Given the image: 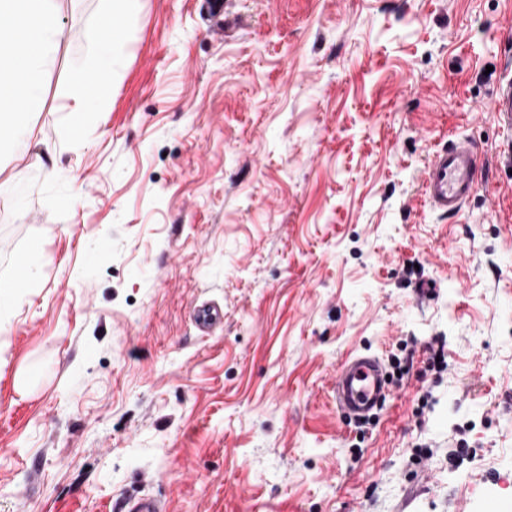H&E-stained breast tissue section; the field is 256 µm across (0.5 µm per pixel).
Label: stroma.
<instances>
[{"label": "stroma", "instance_id": "1", "mask_svg": "<svg viewBox=\"0 0 512 512\" xmlns=\"http://www.w3.org/2000/svg\"><path fill=\"white\" fill-rule=\"evenodd\" d=\"M56 10L0 149V281L32 260L0 308V512H512V0H224L220 37L201 0H137L69 134L101 0ZM465 137L485 169L449 219L422 177ZM408 348L343 420L340 363ZM493 111L498 122L508 130L512 129V76L507 75L500 80L495 98ZM192 320L200 336H211L224 325V308L208 301L196 304ZM118 512H168L164 499L149 493L132 494L115 507Z\"/></svg>", "mask_w": 512, "mask_h": 512}]
</instances>
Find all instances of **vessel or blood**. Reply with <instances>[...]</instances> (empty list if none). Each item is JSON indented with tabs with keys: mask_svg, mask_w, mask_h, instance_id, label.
Here are the masks:
<instances>
[{
	"mask_svg": "<svg viewBox=\"0 0 512 512\" xmlns=\"http://www.w3.org/2000/svg\"><path fill=\"white\" fill-rule=\"evenodd\" d=\"M493 110L498 122L512 129V76L500 80ZM478 157L470 141L460 140L434 154L427 165L423 195L434 210L458 215L474 195ZM192 320L202 336L213 335L224 325V309L213 302L197 304ZM336 407L348 419L361 422L375 416L390 392L388 372L382 359L373 353H357L343 360L333 384ZM117 512H168L164 499L149 493L123 498Z\"/></svg>",
	"mask_w": 512,
	"mask_h": 512,
	"instance_id": "b4317fda",
	"label": "vessel or blood"
}]
</instances>
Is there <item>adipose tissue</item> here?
I'll return each mask as SVG.
<instances>
[{
  "label": "adipose tissue",
  "instance_id": "ef3b65f1",
  "mask_svg": "<svg viewBox=\"0 0 512 512\" xmlns=\"http://www.w3.org/2000/svg\"><path fill=\"white\" fill-rule=\"evenodd\" d=\"M135 0H103L104 32L94 39L90 62L75 82L71 104L60 120L66 127L82 126V100L104 96L101 80L112 64L111 37L119 36ZM55 0H0V108H7L11 136L30 135V108L40 88L56 27Z\"/></svg>",
  "mask_w": 512,
  "mask_h": 512
}]
</instances>
